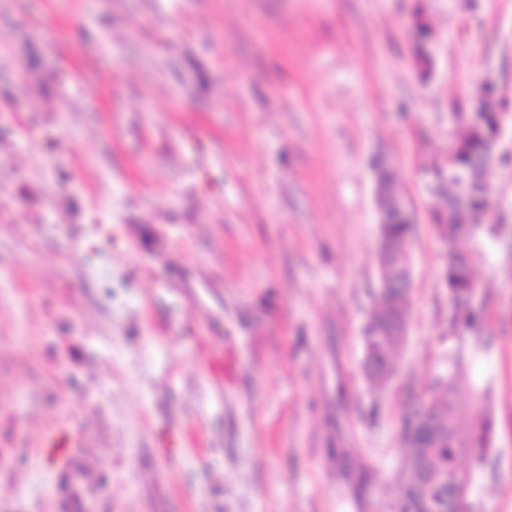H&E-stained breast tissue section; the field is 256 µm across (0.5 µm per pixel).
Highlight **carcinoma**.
Wrapping results in <instances>:
<instances>
[{
  "mask_svg": "<svg viewBox=\"0 0 512 512\" xmlns=\"http://www.w3.org/2000/svg\"><path fill=\"white\" fill-rule=\"evenodd\" d=\"M448 144V164L428 169L432 191L449 204L430 209L433 229L441 242L446 262L439 280L448 296V338L480 335L484 316L476 298L475 267L483 256V241L497 234L481 217L488 209L492 188L486 179L485 160L493 133L502 126L497 112H454ZM412 219L409 212L392 209L380 225L379 272L393 279L411 274L407 253ZM410 287L389 288L375 296L363 329L362 370L368 382L381 386L395 372L396 357L406 335L395 321L407 316ZM463 371L459 357L451 359L448 370L435 376L429 391L431 400L417 403L403 418L401 443L406 448L400 475L399 494L387 504L388 512H472L467 500L468 472L462 460L470 453L477 459L494 444V425L488 414L466 427L458 415L456 380ZM429 427L424 441L416 424Z\"/></svg>",
  "mask_w": 512,
  "mask_h": 512,
  "instance_id": "obj_1",
  "label": "carcinoma"
}]
</instances>
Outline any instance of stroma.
<instances>
[{"instance_id":"stroma-1","label":"stroma","mask_w":512,"mask_h":512,"mask_svg":"<svg viewBox=\"0 0 512 512\" xmlns=\"http://www.w3.org/2000/svg\"><path fill=\"white\" fill-rule=\"evenodd\" d=\"M487 79L502 231L451 341L425 170ZM379 156L416 227L376 387ZM456 351L495 425L469 499L512 512V0H0V512H385ZM402 280H391L379 276V289L363 329L364 357L362 370L373 385L387 383L395 372L396 357L405 342L406 335L395 326L397 318L407 316L410 283L404 288Z\"/></svg>"}]
</instances>
